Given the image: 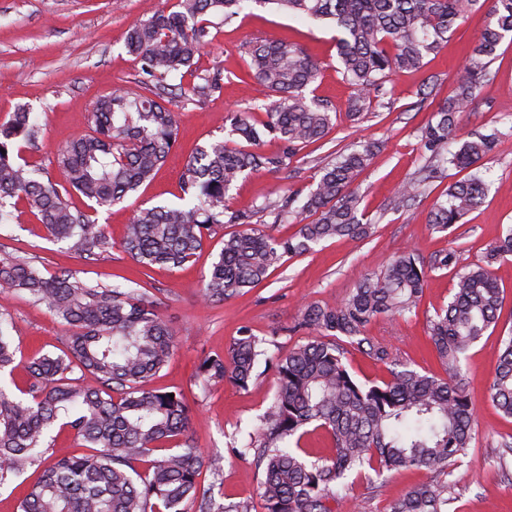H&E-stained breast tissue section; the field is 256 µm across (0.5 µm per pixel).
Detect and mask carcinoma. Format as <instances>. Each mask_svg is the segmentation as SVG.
I'll return each instance as SVG.
<instances>
[{
	"label": "carcinoma",
	"mask_w": 512,
	"mask_h": 512,
	"mask_svg": "<svg viewBox=\"0 0 512 512\" xmlns=\"http://www.w3.org/2000/svg\"><path fill=\"white\" fill-rule=\"evenodd\" d=\"M253 1L301 19L336 28V50L345 79L356 89V110L371 92L384 91L395 72L417 71L448 42L455 22L479 0H171V7L131 25L126 48L140 64V90H115L89 113L91 132L72 137L57 156L61 180L44 181L17 161L14 148L31 142L39 123L29 108H17L0 123V223L13 219L20 202L56 241L80 257L112 249L105 227L92 214L71 208L76 193L93 214L124 201L151 180L178 139V125L162 103L168 77L190 71L216 37L210 17L231 22ZM512 32V0H494L478 44L466 57L464 76L453 96L420 130L425 164L395 192L392 207H408L449 169L473 168L448 185L433 203L426 224L443 231L477 209L488 181L480 162L495 148L497 132H474L458 150L449 148L458 116L476 97L505 34ZM249 68L269 102L265 119L243 110L231 118L229 139L196 148L181 174L178 207L137 210L120 248L142 267L178 268L202 250L211 229L235 225L201 289L208 303H224L265 281L286 257L305 254L332 238L365 239L361 196L354 186L379 145L341 152L319 170L314 187L288 190L253 212L231 208L226 196L241 177L288 168L303 146L323 139L332 126L327 106L306 90L317 82L320 64L286 38L251 45ZM222 72L198 76L184 98L201 102L222 91ZM273 135L280 153L261 149ZM273 223L293 222L296 233L279 238L253 224L257 214ZM313 220H308V217ZM512 257V226L488 246L482 263L461 266L450 249L428 258L408 250L376 275L328 305L309 302L289 328L306 332L288 351L244 326L224 356H208L196 370L203 387L229 381L246 390L259 378V361L275 371L277 387L262 414L261 430L231 452L262 469L263 512H333L347 479L365 474L367 484L393 471H426V480L394 500L388 512H448L454 499L448 480L468 454L476 411L465 388L461 364L471 347L499 323L503 291L490 267ZM455 270L448 305L435 311L427 338L446 376L421 373L400 361L382 342L366 335L372 320L407 318L419 306L430 274ZM0 292H24L47 309L70 335L56 355L25 361V387L0 384V487L32 466L41 475L20 502L21 512H252L248 500L215 503L198 477L204 451L188 435L190 408L181 393L146 387L169 362L173 334L147 291L132 280L93 284L79 272L43 275L31 261L0 262ZM8 314L0 312V374L18 366V348ZM384 364L389 378L361 382L350 372L347 347ZM88 372L97 386L71 377ZM492 404L512 418V335L501 338L490 384ZM332 439L331 457L307 458L301 441L308 428ZM68 432L91 452L73 454L46 447L54 429ZM50 462H45V455ZM150 459L140 472L135 463Z\"/></svg>",
	"instance_id": "1"
}]
</instances>
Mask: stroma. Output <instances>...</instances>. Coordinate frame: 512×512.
<instances>
[{
  "instance_id": "obj_1",
  "label": "stroma",
  "mask_w": 512,
  "mask_h": 512,
  "mask_svg": "<svg viewBox=\"0 0 512 512\" xmlns=\"http://www.w3.org/2000/svg\"><path fill=\"white\" fill-rule=\"evenodd\" d=\"M166 7V0H0V121L20 106L39 116L37 143L21 144L19 154L40 178L58 179L57 150L70 136L88 132V113L96 100L117 89L138 91L139 65L126 49L125 35L134 22ZM490 8L491 0H480L475 10L457 21L446 47L434 60L421 70L393 75L386 85L387 95L372 98L356 117L352 114L354 91L336 55L335 28L268 6L252 7L222 26L198 59V69L224 72L221 93L194 104L179 95L166 96L165 104L179 126L177 147L151 182L122 203L99 210L97 221L106 226L114 242L110 252L78 257L65 243L48 239L22 203L13 220L0 224V259L22 256L44 274L71 269L93 282L109 283L124 276L147 289L175 340L170 362L148 385L181 392L190 404L189 434L207 459L200 481L210 484L213 468L222 473L223 484L215 488V497L228 502L258 500L261 471L232 456L229 446L258 429L276 383L268 371L246 390L228 382L202 388L195 374L205 357L224 354L243 326L288 350L305 340L304 333L289 331L304 303H335L362 277L381 272L392 256L408 248L425 257L453 248L461 264L480 262L489 243L512 225V33L503 38L489 66L490 76L473 104L457 119L460 143L477 130L495 128L500 133L496 150L483 161L490 184L484 202L464 223L447 231L427 228L425 217L434 199L449 182L468 176L467 171L453 169L448 180L433 182L429 194L414 206L396 211L391 205L394 190L423 166L418 130L453 95L465 57L478 42ZM271 37L299 42L320 62L315 94L327 103L333 127L323 140L301 149L287 169L239 179L228 192L227 204L253 209L283 190L310 189L331 152L364 140H382L385 149L373 156L357 180L360 209L372 234L364 240L324 241L307 254L289 258L266 281L244 289L232 300L206 304L199 291L223 245L224 227L212 231L192 261L173 270L143 269L121 251L119 243L136 209L178 204L179 176L189 155L197 145L227 135L231 115L245 107L242 84L251 78L250 42ZM491 271L504 292L503 308L496 331L470 350L466 362L467 390L477 422L468 455L451 475L455 494L448 512H512V456L502 462L496 454L501 437L512 435V419L504 418L489 399L499 341L512 331V258L493 263ZM454 283L453 270L433 272L415 315L377 318L368 326V336L386 339L418 371L444 375V368L425 345L426 321L448 303ZM0 304L11 315L22 357L59 353L68 329L45 306L22 292L0 294ZM425 478V471L401 470L373 492L368 491L365 479L351 480L336 512H359L366 497L373 512H386L392 501Z\"/></svg>"
}]
</instances>
